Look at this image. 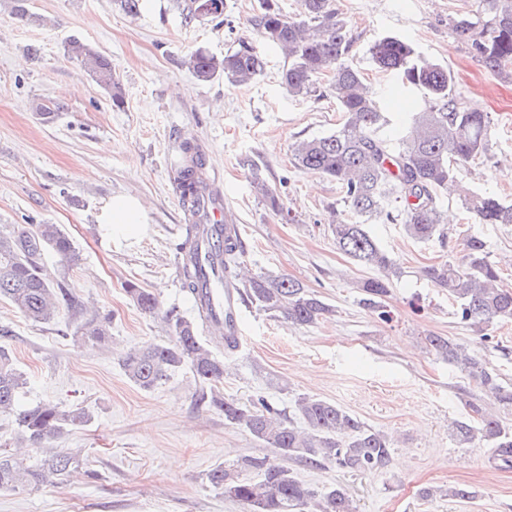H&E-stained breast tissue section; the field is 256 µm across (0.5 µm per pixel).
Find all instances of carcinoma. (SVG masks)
Returning a JSON list of instances; mask_svg holds the SVG:
<instances>
[{
  "label": "carcinoma",
  "mask_w": 512,
  "mask_h": 512,
  "mask_svg": "<svg viewBox=\"0 0 512 512\" xmlns=\"http://www.w3.org/2000/svg\"><path fill=\"white\" fill-rule=\"evenodd\" d=\"M181 22L190 26L224 16V0H175ZM295 16L283 14L276 0H260L255 25L264 38L284 55L281 84L292 98L305 97L326 70H332L329 88L336 98L341 123L336 131L297 141L294 164L336 182L347 205L336 212L330 225L336 248L353 263L374 268L379 276L361 284L370 298L388 293L391 277L398 274L395 261L373 235L372 224H402L417 242L445 238L438 193L448 188L467 163L488 155L491 123L483 112L465 108L448 67L421 55L414 44L399 36H384L369 48L379 71L392 75L404 88L428 98V107L408 112L394 136L382 129L391 125L380 95L362 72L349 61L354 39L348 22L332 0H298ZM11 13L21 22L41 24L28 0H11ZM448 27L466 42L484 68L512 80V0H471L470 9L448 16ZM67 55L80 60L93 78L110 93L112 105H124L112 62L78 39L66 44ZM198 80L209 81L219 73L232 83H247L261 76L265 61L245 43L218 58L197 50L184 61ZM180 190L186 223V239L179 246L182 290L196 299L201 262L197 233L210 223L212 209L221 195L211 188L206 152L193 139L182 140L169 170ZM255 191L271 210L282 212L279 197L262 179ZM463 208L474 224H512V205L492 193L473 195ZM51 249L65 260L74 257L70 239L56 224H37L32 231L0 230V301L8 303L25 320L51 321L61 303L70 301L62 288H54L43 274L39 257ZM215 249L224 255L215 283L236 281L243 302L281 317L297 326H312L334 309L287 275L246 276L240 273L243 244L239 229L224 235ZM423 275L457 304L460 322L484 333L494 322L512 321V289L501 284L495 265L487 258L485 242L478 236L462 237V255L456 262L430 265ZM125 292L142 311L162 317L167 336L132 347L120 357L125 375L142 390H152L177 370L187 367L200 383L199 403L224 412V420L271 447L278 461L246 456L210 471L209 483L224 491L243 512H356L353 501L340 486L317 491L298 480L288 467L303 462L319 469L328 464L349 471H378L391 456L393 441L328 400L303 396L295 403V415L303 424L278 412L260 398L250 404L221 396L228 360L237 345L220 335L213 342L224 346V357L214 353L202 331L209 328L210 310L195 303L191 320L176 309L161 310L158 299L135 283ZM108 335L104 322L93 317L81 328L82 339L101 343ZM13 329L0 325V414L14 418L21 447L39 455L32 462L24 455L0 449V491L24 490L67 475L83 465L79 451L54 448L53 442L72 427L88 422L80 407L58 403L25 406L21 390L25 379L18 371L9 347ZM429 347L483 388L504 409H512V388L503 386L475 356L448 336L426 337ZM477 420L452 422V434L461 444L486 443L492 459L512 466V429L496 415L468 403Z\"/></svg>",
  "instance_id": "cac0c4a2"
}]
</instances>
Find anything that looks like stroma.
<instances>
[{"instance_id":"stroma-1","label":"stroma","mask_w":512,"mask_h":512,"mask_svg":"<svg viewBox=\"0 0 512 512\" xmlns=\"http://www.w3.org/2000/svg\"><path fill=\"white\" fill-rule=\"evenodd\" d=\"M467 3L334 0L355 38L350 58L369 83L388 81L371 63L369 46L405 36L447 65L465 106L493 122L489 157L462 169L458 192L440 193L443 213L453 217L445 240L418 243L402 225H373L399 268L376 309L363 305L360 289L375 269L340 253L329 230L340 201L335 182L293 162L296 141L335 131L336 100L324 77L311 95L288 97L280 84L284 57L254 26L258 0H226L222 25L189 27L173 0H147L135 17L112 0H29L44 18L40 25L20 22L0 0V226L59 225L76 253L72 262L50 250L41 259L74 307L33 324L0 302V324L14 331L9 346L26 377L22 404L51 401L89 415L55 442L81 449L83 469L37 489L0 492V512H242L209 484V471L273 454L218 409L197 405L199 383L189 369L143 391L119 364L124 350L165 334L160 316L140 310L126 283L155 293L162 309L196 315L178 273L185 220L169 177L181 138L205 149L228 220L244 242L242 263L256 275L295 278L335 309L301 327L244 307V335L224 396L246 404L263 397L289 417L299 396L320 397L392 435L391 459L380 471L292 466L313 489L344 487L356 512H512V467L496 463L485 443L459 444L450 431L466 418L467 401L488 407L491 399L425 341L431 334L452 337L512 386V322L489 326L491 339L483 341L458 323L447 290L422 274L425 266L457 260L468 230L484 239L489 261L512 287V225L469 224L461 202L493 191L512 203V82L481 68L449 29V15ZM73 38L111 58L122 108H113L107 91L67 55ZM242 41L266 61L264 74L249 84L221 75L201 82L183 64L196 50L220 57ZM58 101L65 111L45 116L33 109ZM258 177L275 189L291 222L256 193ZM117 194L140 199L151 226L132 247L106 246L97 232ZM95 316L111 320L102 345L80 337L82 323ZM458 485L468 486L472 498L444 496ZM424 488L434 496L422 498Z\"/></svg>"}]
</instances>
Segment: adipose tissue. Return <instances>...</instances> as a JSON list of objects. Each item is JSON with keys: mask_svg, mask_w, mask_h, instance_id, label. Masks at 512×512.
Masks as SVG:
<instances>
[{"mask_svg": "<svg viewBox=\"0 0 512 512\" xmlns=\"http://www.w3.org/2000/svg\"><path fill=\"white\" fill-rule=\"evenodd\" d=\"M99 231L108 245L131 247L138 244L150 232L140 200L123 194L113 196L103 212Z\"/></svg>", "mask_w": 512, "mask_h": 512, "instance_id": "1", "label": "adipose tissue"}]
</instances>
